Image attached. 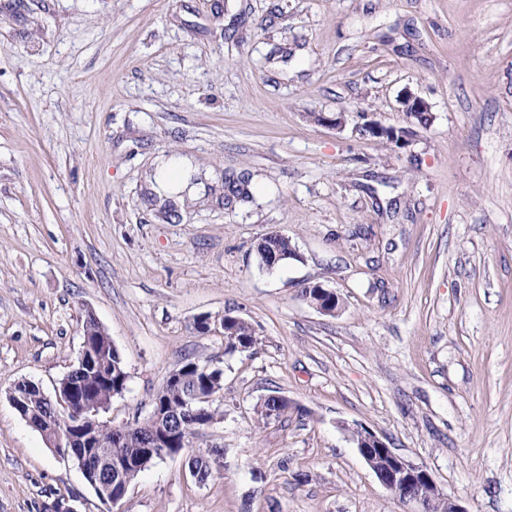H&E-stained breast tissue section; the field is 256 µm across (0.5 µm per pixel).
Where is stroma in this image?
<instances>
[{"mask_svg":"<svg viewBox=\"0 0 512 512\" xmlns=\"http://www.w3.org/2000/svg\"><path fill=\"white\" fill-rule=\"evenodd\" d=\"M164 155L204 185L172 220ZM270 233L296 255L267 270ZM89 311L128 374L109 426L185 360L223 372L214 422L112 508L7 397L53 392ZM271 395L289 408L260 420ZM357 424L465 512H512V0H0V512H415ZM402 112H406L408 116H424L427 118V124L430 123L432 116L430 113L429 103L422 97L406 90L400 98Z\"/></svg>","mask_w":512,"mask_h":512,"instance_id":"stroma-1","label":"stroma"}]
</instances>
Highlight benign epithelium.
<instances>
[{"label": "benign epithelium", "instance_id": "obj_1", "mask_svg": "<svg viewBox=\"0 0 512 512\" xmlns=\"http://www.w3.org/2000/svg\"><path fill=\"white\" fill-rule=\"evenodd\" d=\"M400 104L402 111L411 117L423 116L429 120L432 119L429 103L410 90L403 93ZM363 132L370 137L387 139L400 147L406 143L404 132L384 127L374 121L365 124ZM314 288L315 293L310 304L324 314H335L337 307L334 306V301L325 300V296L333 297L335 293L317 284ZM92 323L96 324V331L104 336L107 335L102 325L97 323L95 315L90 311L87 312L83 324L82 350L77 365L59 380L54 395H43L52 408L53 414L45 418L40 433L48 446L57 454L71 457L77 462L102 502L115 505L125 497L128 490L127 484L124 483L117 489L112 483L107 484L96 480V472L87 467L85 458L78 452L80 448H89L95 444L99 426L102 425L99 415L110 405L108 401L88 399L85 382L82 379L84 370L97 367L96 357L89 342V336L93 333L90 329ZM212 398L213 394L196 390L188 395L186 407L194 415L203 414L205 405L209 404ZM63 414L71 416V420L68 421L69 430L64 433L58 427V421ZM135 435L142 440V447L162 449L159 455L161 459L177 455L185 447L183 429H176L172 422L165 420L159 406L153 408L150 415L135 426L112 428V436L117 448L122 447ZM352 436L359 453L385 489L397 494L403 500L419 504L421 506L419 512H432L433 503L438 499L439 491L427 469L394 453L384 438L368 428L357 426L353 428Z\"/></svg>", "mask_w": 512, "mask_h": 512}]
</instances>
